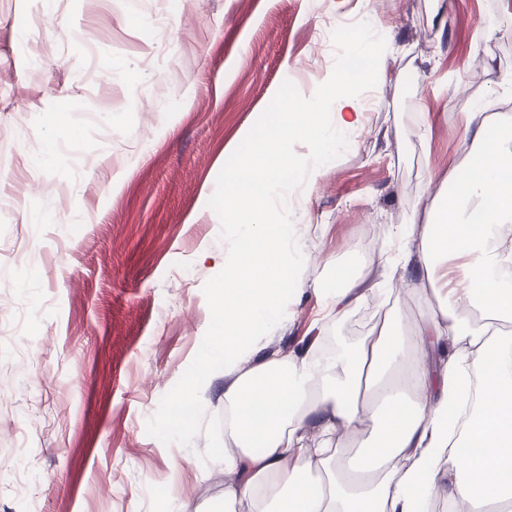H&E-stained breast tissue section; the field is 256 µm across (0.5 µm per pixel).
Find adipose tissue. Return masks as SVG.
Returning a JSON list of instances; mask_svg holds the SVG:
<instances>
[{
  "label": "adipose tissue",
  "instance_id": "adipose-tissue-1",
  "mask_svg": "<svg viewBox=\"0 0 512 512\" xmlns=\"http://www.w3.org/2000/svg\"><path fill=\"white\" fill-rule=\"evenodd\" d=\"M328 116L293 103L273 136L233 170L224 223L239 241L224 254L215 289L224 349L225 512H491L512 504V130L488 135L494 118L470 112L466 177L420 230L401 233L392 273L438 282L444 305L406 343L396 322L353 347L288 353L257 345L283 320L286 293L304 279L289 248L287 215L259 223L281 171L316 170L364 112L350 76L337 73ZM330 125L309 156L292 153L299 126ZM365 277L337 276L321 288L329 317L341 319L364 296ZM367 435L354 455L327 454L340 433Z\"/></svg>",
  "mask_w": 512,
  "mask_h": 512
}]
</instances>
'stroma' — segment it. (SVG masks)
<instances>
[{
	"label": "stroma",
	"instance_id": "stroma-1",
	"mask_svg": "<svg viewBox=\"0 0 512 512\" xmlns=\"http://www.w3.org/2000/svg\"><path fill=\"white\" fill-rule=\"evenodd\" d=\"M0 0V299L25 319L0 348V512H224V370L215 282L238 230L225 174L288 104L331 107L330 32L379 21L369 120L301 197L292 247L309 282L266 337L317 334L336 269L385 280L392 241L465 172L479 102L512 127V8L502 0ZM61 119L76 141L56 137ZM54 159L40 160L45 146ZM443 295L367 294L330 334L356 345ZM196 411L170 415L182 396Z\"/></svg>",
	"mask_w": 512,
	"mask_h": 512
}]
</instances>
